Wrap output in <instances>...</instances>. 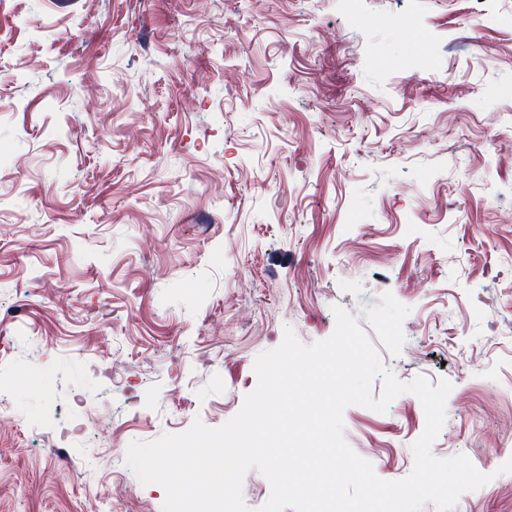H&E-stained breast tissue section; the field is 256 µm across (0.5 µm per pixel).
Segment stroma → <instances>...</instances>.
<instances>
[{
  "mask_svg": "<svg viewBox=\"0 0 512 512\" xmlns=\"http://www.w3.org/2000/svg\"><path fill=\"white\" fill-rule=\"evenodd\" d=\"M336 305L512 512V0H0V512H162L128 444ZM343 421L411 473L415 395Z\"/></svg>",
  "mask_w": 512,
  "mask_h": 512,
  "instance_id": "obj_1",
  "label": "stroma"
}]
</instances>
